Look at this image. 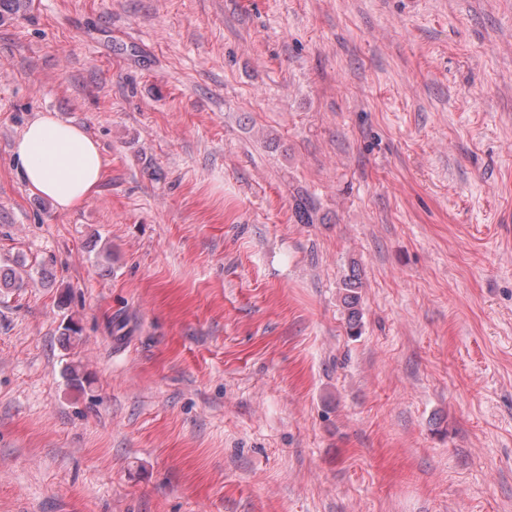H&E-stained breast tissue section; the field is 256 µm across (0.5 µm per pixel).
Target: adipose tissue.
<instances>
[{
	"instance_id": "1",
	"label": "adipose tissue",
	"mask_w": 512,
	"mask_h": 512,
	"mask_svg": "<svg viewBox=\"0 0 512 512\" xmlns=\"http://www.w3.org/2000/svg\"><path fill=\"white\" fill-rule=\"evenodd\" d=\"M13 157L28 188L62 212L90 200L104 170L98 142L51 113L39 114L26 125L14 143Z\"/></svg>"
}]
</instances>
